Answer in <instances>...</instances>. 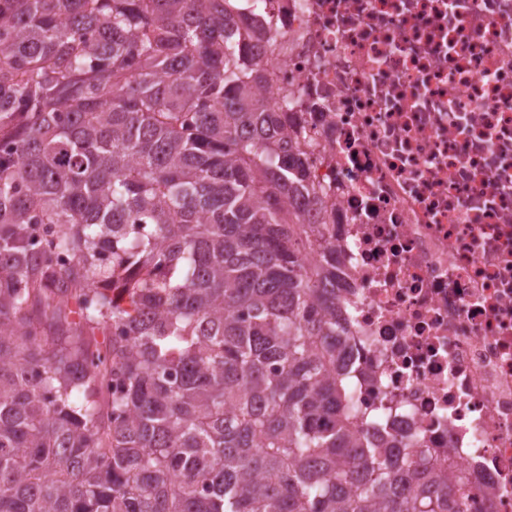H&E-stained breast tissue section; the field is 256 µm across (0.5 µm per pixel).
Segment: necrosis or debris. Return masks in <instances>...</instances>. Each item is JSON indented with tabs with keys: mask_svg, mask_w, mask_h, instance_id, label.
Segmentation results:
<instances>
[{
	"mask_svg": "<svg viewBox=\"0 0 512 512\" xmlns=\"http://www.w3.org/2000/svg\"><path fill=\"white\" fill-rule=\"evenodd\" d=\"M336 249L338 341L376 440L512 512V0H256Z\"/></svg>",
	"mask_w": 512,
	"mask_h": 512,
	"instance_id": "4bbe7bcc",
	"label": "necrosis or debris"
}]
</instances>
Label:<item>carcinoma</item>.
<instances>
[{
	"mask_svg": "<svg viewBox=\"0 0 512 512\" xmlns=\"http://www.w3.org/2000/svg\"><path fill=\"white\" fill-rule=\"evenodd\" d=\"M244 2L0 0V512H465L359 418Z\"/></svg>",
	"mask_w": 512,
	"mask_h": 512,
	"instance_id": "obj_1",
	"label": "carcinoma"
}]
</instances>
